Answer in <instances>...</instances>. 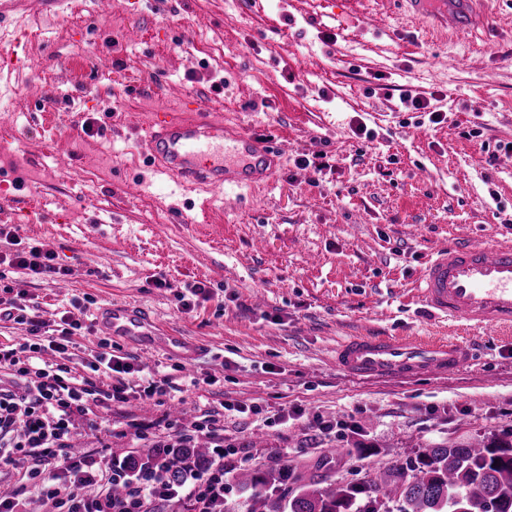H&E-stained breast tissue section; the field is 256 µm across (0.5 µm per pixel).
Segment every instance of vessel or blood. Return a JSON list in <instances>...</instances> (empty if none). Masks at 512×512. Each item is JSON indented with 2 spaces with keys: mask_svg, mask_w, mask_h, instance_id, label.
I'll return each instance as SVG.
<instances>
[{
  "mask_svg": "<svg viewBox=\"0 0 512 512\" xmlns=\"http://www.w3.org/2000/svg\"><path fill=\"white\" fill-rule=\"evenodd\" d=\"M413 16H426L438 30L486 27V0H392ZM148 167L178 183L223 189L240 200L245 189L270 184L285 154L267 131L247 132L225 124L209 108L185 102L180 111L156 113L146 137ZM419 299L436 318H458L472 330L512 329V245L472 243L465 238L438 248L417 281ZM107 336L139 345L145 355L176 353L192 363L202 345L183 333H161L153 317L134 304L108 303L94 313ZM337 368L359 377L447 375L473 360L469 341L398 336H349L332 350Z\"/></svg>",
  "mask_w": 512,
  "mask_h": 512,
  "instance_id": "vessel-or-blood-1",
  "label": "vessel or blood"
}]
</instances>
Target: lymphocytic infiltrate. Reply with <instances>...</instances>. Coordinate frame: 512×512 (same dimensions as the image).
Returning <instances> with one entry per match:
<instances>
[{
  "label": "lymphocytic infiltrate",
  "mask_w": 512,
  "mask_h": 512,
  "mask_svg": "<svg viewBox=\"0 0 512 512\" xmlns=\"http://www.w3.org/2000/svg\"><path fill=\"white\" fill-rule=\"evenodd\" d=\"M0 240L11 249L0 252V270L22 269L30 275L68 276L54 253L37 246H21L17 228L0 224ZM15 321L29 339L19 348H0V367L15 371L17 380L0 386V468L30 462L29 486L41 501L51 502L55 512H152L160 501L182 500L187 512H217L224 502V472L193 471L189 480L171 485L165 465L158 464L129 475L122 464L102 470L95 454L73 460L69 441L92 405L122 403L129 390L142 387L143 399L165 404L172 387L170 377L141 381L138 367L128 357L114 354L108 341H100L92 371L107 373V388L99 389L89 378L61 375L42 360L45 351L67 355L79 325L62 319L50 326L36 315L18 311ZM126 487L123 498L112 495L114 485Z\"/></svg>",
  "instance_id": "f902f5d3"
}]
</instances>
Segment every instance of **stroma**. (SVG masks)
I'll return each mask as SVG.
<instances>
[{"instance_id": "stroma-1", "label": "stroma", "mask_w": 512, "mask_h": 512, "mask_svg": "<svg viewBox=\"0 0 512 512\" xmlns=\"http://www.w3.org/2000/svg\"><path fill=\"white\" fill-rule=\"evenodd\" d=\"M0 42L6 95L22 101L0 125V222L70 270L63 282L8 272L0 298L86 325L68 365L101 387L108 377L89 364L103 304L144 306L204 346L187 366L113 339L172 378L174 402L94 408L75 447L104 449L108 467L177 443L174 419L260 403L262 415L224 418L236 448L224 508L249 512L243 471L361 484L410 470L423 448L512 440V340L427 315L416 291L459 226L512 240V0H489V27L473 35L428 30L391 0H28L0 20ZM188 97L288 151L277 180L237 209L143 165L134 128ZM359 121L371 138L354 134ZM320 154L330 168L297 163ZM159 276L167 287H153ZM197 281L214 298L182 313L178 296ZM357 334L464 338L475 360L443 377L356 379L330 349ZM295 406L305 418L281 423Z\"/></svg>"}]
</instances>
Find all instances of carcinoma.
Returning <instances> with one entry per match:
<instances>
[{
  "instance_id": "cac0c4a2",
  "label": "carcinoma",
  "mask_w": 512,
  "mask_h": 512,
  "mask_svg": "<svg viewBox=\"0 0 512 512\" xmlns=\"http://www.w3.org/2000/svg\"><path fill=\"white\" fill-rule=\"evenodd\" d=\"M167 471L174 480L185 477L181 465L201 464L209 449L173 448ZM414 476L404 478L396 466L382 470L363 484L345 485L320 480L304 482L284 466L265 475L245 472L237 477L242 489H256L269 482L283 486L280 498L270 500L255 493L251 512H379L372 494L398 503L397 512H489L488 505L499 502L497 512H512V444L478 442L425 448L412 466ZM301 483L299 492L286 489L288 479Z\"/></svg>"
}]
</instances>
